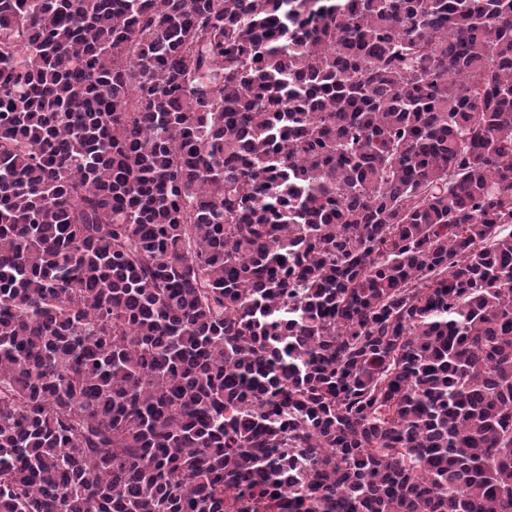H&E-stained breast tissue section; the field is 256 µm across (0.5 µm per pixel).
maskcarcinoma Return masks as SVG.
Wrapping results in <instances>:
<instances>
[{
	"label": "carcinoma",
	"mask_w": 512,
	"mask_h": 512,
	"mask_svg": "<svg viewBox=\"0 0 512 512\" xmlns=\"http://www.w3.org/2000/svg\"><path fill=\"white\" fill-rule=\"evenodd\" d=\"M0 512H512V0H0Z\"/></svg>",
	"instance_id": "obj_1"
}]
</instances>
